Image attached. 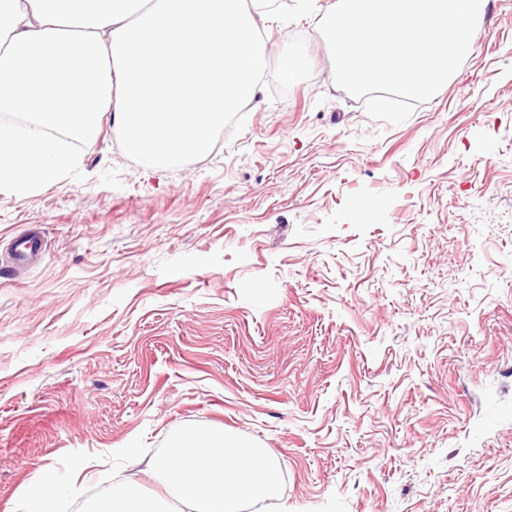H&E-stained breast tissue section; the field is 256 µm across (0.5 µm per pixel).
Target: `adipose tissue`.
I'll list each match as a JSON object with an SVG mask.
<instances>
[{"label": "adipose tissue", "mask_w": 512, "mask_h": 512, "mask_svg": "<svg viewBox=\"0 0 512 512\" xmlns=\"http://www.w3.org/2000/svg\"><path fill=\"white\" fill-rule=\"evenodd\" d=\"M267 0H0V191L53 184L104 113L148 167L210 153L270 63Z\"/></svg>", "instance_id": "ef3b65f1"}]
</instances>
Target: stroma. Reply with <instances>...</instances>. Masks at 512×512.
<instances>
[{
  "mask_svg": "<svg viewBox=\"0 0 512 512\" xmlns=\"http://www.w3.org/2000/svg\"><path fill=\"white\" fill-rule=\"evenodd\" d=\"M269 69L212 152L149 168L104 114L54 184L0 192V512L72 451L186 424L275 458L258 512H512V0L404 122L275 0ZM42 233L35 265L10 244ZM308 58L303 55L282 54L277 61L279 77L288 83L295 81L306 69Z\"/></svg>",
  "mask_w": 512,
  "mask_h": 512,
  "instance_id": "stroma-1",
  "label": "stroma"
}]
</instances>
